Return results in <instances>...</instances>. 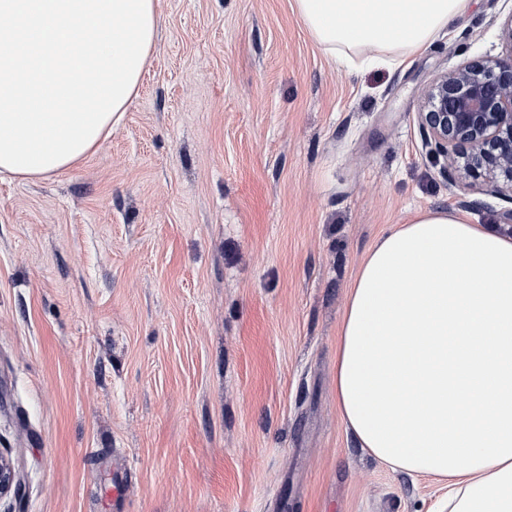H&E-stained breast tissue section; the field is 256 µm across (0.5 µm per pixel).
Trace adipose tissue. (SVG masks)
<instances>
[{"label": "adipose tissue", "mask_w": 512, "mask_h": 512, "mask_svg": "<svg viewBox=\"0 0 512 512\" xmlns=\"http://www.w3.org/2000/svg\"><path fill=\"white\" fill-rule=\"evenodd\" d=\"M468 0H294L326 52L373 68L426 48ZM158 0H0V174L72 169L120 123ZM346 430L447 483L442 512H512V235L445 211L392 226L349 292L336 359Z\"/></svg>", "instance_id": "ef3b65f1"}]
</instances>
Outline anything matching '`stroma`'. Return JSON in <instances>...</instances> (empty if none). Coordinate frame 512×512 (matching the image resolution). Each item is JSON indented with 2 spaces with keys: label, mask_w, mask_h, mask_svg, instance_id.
Instances as JSON below:
<instances>
[{
  "label": "stroma",
  "mask_w": 512,
  "mask_h": 512,
  "mask_svg": "<svg viewBox=\"0 0 512 512\" xmlns=\"http://www.w3.org/2000/svg\"><path fill=\"white\" fill-rule=\"evenodd\" d=\"M121 125L69 171L0 178V512H433L336 407L372 245L417 212L512 229L451 180L418 112L439 73L512 55L469 0L402 63L326 54L294 0H159ZM126 473L125 500L112 480Z\"/></svg>",
  "instance_id": "obj_1"
}]
</instances>
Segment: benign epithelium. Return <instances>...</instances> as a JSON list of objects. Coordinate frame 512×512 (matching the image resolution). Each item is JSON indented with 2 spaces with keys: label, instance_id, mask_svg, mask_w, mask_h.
<instances>
[{
  "label": "benign epithelium",
  "instance_id": "1",
  "mask_svg": "<svg viewBox=\"0 0 512 512\" xmlns=\"http://www.w3.org/2000/svg\"><path fill=\"white\" fill-rule=\"evenodd\" d=\"M421 128L430 154L462 178L501 181L512 200V57L481 58L437 76L423 92ZM18 487L0 454V497Z\"/></svg>",
  "mask_w": 512,
  "mask_h": 512
}]
</instances>
